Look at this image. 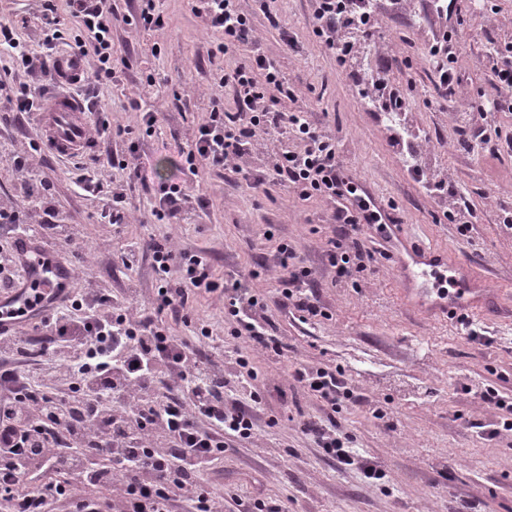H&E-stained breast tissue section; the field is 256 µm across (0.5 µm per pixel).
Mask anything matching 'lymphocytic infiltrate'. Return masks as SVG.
<instances>
[{
	"mask_svg": "<svg viewBox=\"0 0 512 512\" xmlns=\"http://www.w3.org/2000/svg\"><path fill=\"white\" fill-rule=\"evenodd\" d=\"M311 2L313 33L349 66L356 94L387 116L408 111L407 95L386 75L390 42L379 35L383 11L377 0ZM68 4L80 22L78 34L68 33L55 0H43L38 52L20 47L14 21H0V48L10 52L13 64L0 73V89H9L17 111L37 112L47 101L36 84H11L13 70L49 71L59 45L70 46L90 64L85 82L111 86L123 85L125 77L124 69L112 62L114 29L131 27L151 35L153 54L161 52L167 22L156 0H135L125 14L114 10L112 0ZM457 6L458 0H432L431 13L441 32L423 47L439 85L453 96L460 94L462 80L455 68L456 45L446 29ZM191 10L202 29L218 37L217 53L256 39L252 15L240 0H191ZM370 56L378 68L354 69V62ZM484 63L499 96L470 104L456 121L469 134L467 149L493 154L496 141L472 138L470 132L492 113L512 109V53L489 50ZM217 85L207 96L201 121L176 146L179 178L157 177L142 161L138 141L131 140L126 148L86 163L74 183L77 194L106 197V223L132 224L136 217L130 192L140 184L151 193L156 223L176 224L193 207L206 205L191 192L201 171L242 172L256 146L289 136L300 148L272 156L269 181L292 186L303 196H323L332 204V219L341 232L328 239L325 259L335 280L353 282L373 271L375 253L365 247L360 228L380 223L382 216L346 171L335 135L315 126L306 111H282V103L297 100L298 94L279 64L254 52L247 63L222 73ZM225 87L234 92L235 109L224 107ZM38 150L33 141L10 158L27 184L23 199L0 202L1 292L13 290L20 278L14 241L24 234L34 203H48L53 196L52 183L29 179ZM116 169L125 173L124 182H113ZM276 252L286 302L309 317L325 316L319 297L307 290L313 270L287 244H278ZM119 260L128 270L150 264L158 287L148 300H141L135 288L116 294L105 289L73 292L42 319V345L17 332L0 334V512H53L57 505L66 512H224L226 500L208 478V466L229 443L253 438L260 422L257 392L249 391L241 402L227 400L224 390L233 381L248 386L256 354L283 353L270 332L264 296L241 280L217 277L207 255L182 251L168 241L129 242ZM200 294L223 300L233 335L247 345L221 365L201 360L198 350L171 334L165 323L169 317L179 320L201 338L212 339L210 325L189 312V297ZM48 359L54 370L44 384L38 367ZM291 378L327 409L354 395L341 374L327 368L298 364ZM300 427L339 465L356 464L367 478H383L379 465L356 459L349 437L335 428L309 418Z\"/></svg>",
	"mask_w": 512,
	"mask_h": 512,
	"instance_id": "1",
	"label": "lymphocytic infiltrate"
}]
</instances>
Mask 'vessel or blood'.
<instances>
[{"label":"vessel or blood","instance_id":"b4317fda","mask_svg":"<svg viewBox=\"0 0 512 512\" xmlns=\"http://www.w3.org/2000/svg\"><path fill=\"white\" fill-rule=\"evenodd\" d=\"M58 78L72 81L83 69L81 58L72 54L55 56ZM44 137L55 153L70 158L83 153L88 144V119L82 100L61 94L40 112ZM383 235L390 245L389 256L406 303L429 318L462 313H486L494 309L495 296L484 277L468 264L449 261L446 253L427 247L409 236L403 224L386 216ZM23 273L17 289L0 295V328H20L22 320H35L39 309L34 297L43 301L61 297L69 279L67 265L37 241L23 237L16 243Z\"/></svg>","mask_w":512,"mask_h":512}]
</instances>
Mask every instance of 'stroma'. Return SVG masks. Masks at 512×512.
<instances>
[{
  "instance_id": "obj_1",
  "label": "stroma",
  "mask_w": 512,
  "mask_h": 512,
  "mask_svg": "<svg viewBox=\"0 0 512 512\" xmlns=\"http://www.w3.org/2000/svg\"><path fill=\"white\" fill-rule=\"evenodd\" d=\"M464 13L452 30L460 55L458 70L470 98L495 97L491 72L483 62L485 49L512 48V0H488L495 16L480 25L470 16V0H460ZM280 28H271L263 13L255 24L259 45H241L211 56L210 44L187 0H160L167 21L160 58L150 54L149 36L117 30V58L128 65L125 87L67 84L54 73L34 74L45 98L73 93L82 98L90 118H108L112 127L131 129L134 113L127 110L126 90L134 89L142 70H153L161 90L191 83L212 84L221 70L246 63L254 48L274 58L298 91L296 108L336 134L350 173L362 182L410 234L449 259L468 260L487 277L502 311L476 314L472 320L487 331L492 345L463 335L456 320H430L407 309L393 269L379 260L374 274L358 284H336L323 269L326 240L338 227L332 206L322 196L302 198L275 183L265 189L250 186L264 176L269 147L255 150L248 174L204 171L194 183L205 210L178 224H154L148 212L138 223L104 224L103 199L75 194L80 158H59L43 146L37 113L11 114L0 125V197L21 191L9 158L29 141L42 145L36 175L54 184L53 215L37 212L38 224L73 225L86 244L91 262L71 290L136 286L149 296L153 273L149 265L130 271L118 262L124 244L140 238H172L191 252L206 253L216 276L238 278L264 291L267 314L285 345L283 356L259 355L251 387L268 399L252 441L227 449L210 471L226 493L246 501L280 505L283 512H512V431L499 427L498 410L483 404L478 393L498 389L512 401V231L501 222L503 209H512V111L495 113L487 136L502 140L496 154H474L457 144L454 111L464 101L444 95L435 68L422 53L432 36L429 0H411L406 10L384 17L383 34L394 44L390 70L394 83L408 95L405 122L428 146L426 168L445 177L456 198L432 195L416 183L408 163L393 146L376 112L345 81L335 58L312 34L310 0H269ZM40 0H0V16H13L17 37L39 51ZM202 101L191 98L181 108L162 112L159 139L144 142L140 153L162 176H177V156L163 142L184 138L200 119ZM468 202L473 219L468 236H460L448 218L457 200ZM288 241L306 265L317 269L312 285L328 317L304 319L282 305L280 285L267 273L279 241ZM193 317L208 321L217 336L206 348L207 358L223 361L242 347L224 321V304L212 295L191 299ZM327 367L343 374L354 391L337 411L322 410L314 396L293 384L295 364ZM287 400H280V393ZM383 418H374L372 408ZM304 413L322 423H335L349 435L359 456L379 462L385 476L365 478L356 468L339 469L302 433L292 419Z\"/></svg>"
}]
</instances>
